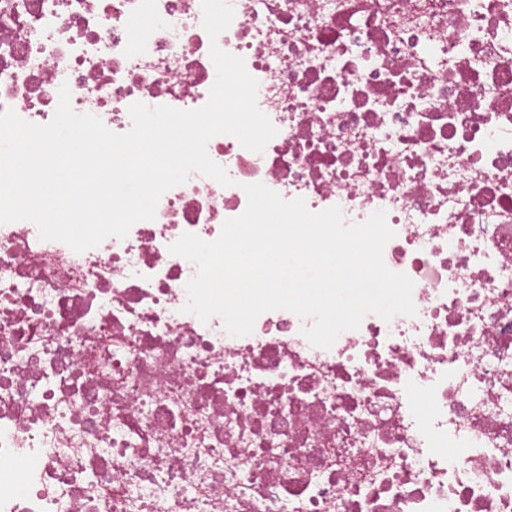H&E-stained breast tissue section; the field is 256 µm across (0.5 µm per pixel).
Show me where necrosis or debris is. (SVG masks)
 Returning a JSON list of instances; mask_svg holds the SVG:
<instances>
[{
	"label": "necrosis or debris",
	"mask_w": 512,
	"mask_h": 512,
	"mask_svg": "<svg viewBox=\"0 0 512 512\" xmlns=\"http://www.w3.org/2000/svg\"><path fill=\"white\" fill-rule=\"evenodd\" d=\"M219 46L277 129L230 135L156 216L77 253L0 225V512H512V0H229ZM201 0H0V113L68 86L113 132L216 79ZM261 183L345 222L385 212L417 313L330 348L287 310L251 335L184 312Z\"/></svg>",
	"instance_id": "obj_1"
}]
</instances>
